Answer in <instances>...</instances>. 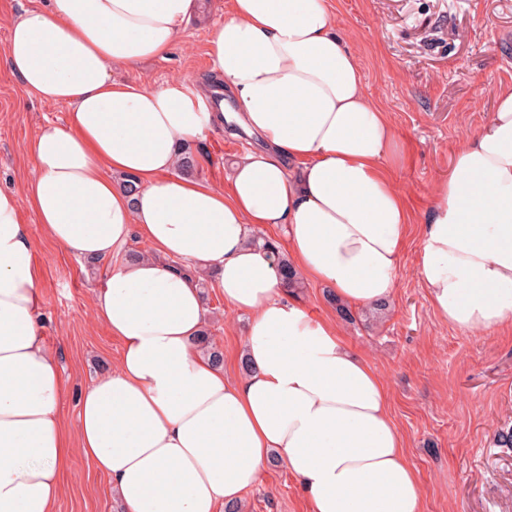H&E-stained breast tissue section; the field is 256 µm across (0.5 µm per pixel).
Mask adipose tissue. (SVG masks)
Wrapping results in <instances>:
<instances>
[{
    "instance_id": "1",
    "label": "adipose tissue",
    "mask_w": 512,
    "mask_h": 512,
    "mask_svg": "<svg viewBox=\"0 0 512 512\" xmlns=\"http://www.w3.org/2000/svg\"><path fill=\"white\" fill-rule=\"evenodd\" d=\"M203 0H46L8 27L6 55L43 102L69 108L29 145L24 191L0 189V512H55L71 454L65 382L41 325L34 213L69 255L103 263L95 321L121 342L79 401V449L124 512H223L278 458L312 512H421L387 389L334 319L288 302L283 227L299 278L354 308L386 301L410 221L390 177L404 152L328 0H224L212 79L113 82L165 56ZM456 147L425 220L417 267L436 314L463 331L512 325V85ZM233 123L260 139L224 186L180 172L185 143ZM143 257L115 263L132 235ZM249 314L238 379L199 339L198 285Z\"/></svg>"
}]
</instances>
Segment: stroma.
I'll return each mask as SVG.
<instances>
[{"mask_svg":"<svg viewBox=\"0 0 512 512\" xmlns=\"http://www.w3.org/2000/svg\"><path fill=\"white\" fill-rule=\"evenodd\" d=\"M345 23L365 83L389 112L405 145L392 173L406 194L411 224L397 287L377 318L353 309L341 321L346 345L363 354L387 385L389 409L404 439L423 497V512H512V448L494 443L512 428V328L479 334L435 314L417 263L423 223L438 177L460 140L475 133L494 103L493 88L512 83V0H328ZM224 20V0H205L202 15L165 57L113 69V80L155 86L186 75L209 76L208 41ZM0 26V187L22 190L31 173L25 150L40 126L63 123L66 105H49L12 73ZM254 139L210 133L187 142L198 179L224 184ZM26 221L36 243L46 342L68 390L61 417L77 427L80 395L118 360L121 344L91 312L103 266L78 264ZM206 324L224 353V372L240 370L247 314L225 309L206 284ZM57 512H119L93 463L74 454L62 475ZM242 512H310L299 482L272 460L260 483L240 500Z\"/></svg>","mask_w":512,"mask_h":512,"instance_id":"35a3bbf8","label":"stroma"}]
</instances>
